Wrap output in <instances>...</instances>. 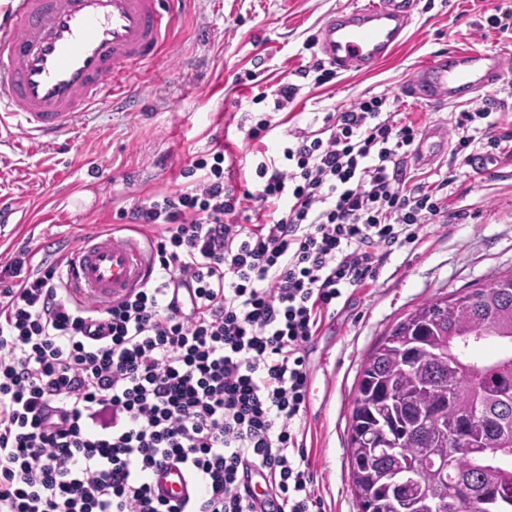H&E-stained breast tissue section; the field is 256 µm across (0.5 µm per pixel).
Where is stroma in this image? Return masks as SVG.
<instances>
[{"label": "stroma", "instance_id": "1", "mask_svg": "<svg viewBox=\"0 0 512 512\" xmlns=\"http://www.w3.org/2000/svg\"><path fill=\"white\" fill-rule=\"evenodd\" d=\"M361 0H192L171 51L152 66L145 87L133 88V107L94 112L68 148H30L23 133L0 146V199L15 203L18 223L0 227V263L21 248L57 260L83 237L106 233L138 198L188 186L181 175L196 153L223 145L231 158H277L294 127L319 128L325 113L357 99L395 97L402 120L424 125L494 97L500 123L512 121V74L455 100L424 103L400 95L419 69L448 50L492 52L512 63V28H491L512 14V0H416L404 45L371 71L336 73L323 84L299 80L297 97L281 111L254 103L260 91L294 80L319 60L316 35L337 11ZM276 127L252 140L265 116ZM451 154L422 167L430 181L450 178V209L465 219L421 225L415 251L384 262L378 280L347 308L326 318L309 355L312 385L303 418L315 493L323 512H361L354 495L348 436L360 368L374 346L423 302L469 292L512 274V165L491 166ZM93 193L89 205L73 195Z\"/></svg>", "mask_w": 512, "mask_h": 512}]
</instances>
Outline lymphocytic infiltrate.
I'll list each match as a JSON object with an SVG mask.
<instances>
[{"label":"lymphocytic infiltrate","mask_w":512,"mask_h":512,"mask_svg":"<svg viewBox=\"0 0 512 512\" xmlns=\"http://www.w3.org/2000/svg\"><path fill=\"white\" fill-rule=\"evenodd\" d=\"M496 110L452 114L455 154L483 144L512 160ZM419 132L387 95L361 99L290 130L281 159L256 163L253 192L232 183L222 147L194 155L193 188L121 210L162 233L151 279L102 309L65 297L59 262L24 248L0 264V512H258L239 482L253 468L268 512H313L298 422L314 338L448 212L440 186L411 177ZM170 464L198 498L155 495Z\"/></svg>","instance_id":"1"}]
</instances>
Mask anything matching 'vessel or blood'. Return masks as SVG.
Segmentation results:
<instances>
[{"label": "vessel or blood", "instance_id": "obj_1", "mask_svg": "<svg viewBox=\"0 0 512 512\" xmlns=\"http://www.w3.org/2000/svg\"><path fill=\"white\" fill-rule=\"evenodd\" d=\"M190 0H11L0 16V137L22 131L31 145L69 144L86 116L126 98L145 81L150 64L174 41ZM415 0H365L330 17L317 45L337 71H367L403 44ZM503 71L495 53L456 49L427 63L405 96L433 101L462 89L477 91ZM448 140L429 121L414 158L432 164ZM148 254L134 239L93 234L69 256L64 277L72 295L111 302L147 278ZM156 493L172 502L197 497L182 468L153 478Z\"/></svg>", "mask_w": 512, "mask_h": 512}]
</instances>
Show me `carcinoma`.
Here are the masks:
<instances>
[{"label":"carcinoma","mask_w":512,"mask_h":512,"mask_svg":"<svg viewBox=\"0 0 512 512\" xmlns=\"http://www.w3.org/2000/svg\"><path fill=\"white\" fill-rule=\"evenodd\" d=\"M385 434L401 451L378 458ZM348 452L362 512H430L457 486L456 512H512V275L391 328L362 365Z\"/></svg>","instance_id":"1"}]
</instances>
